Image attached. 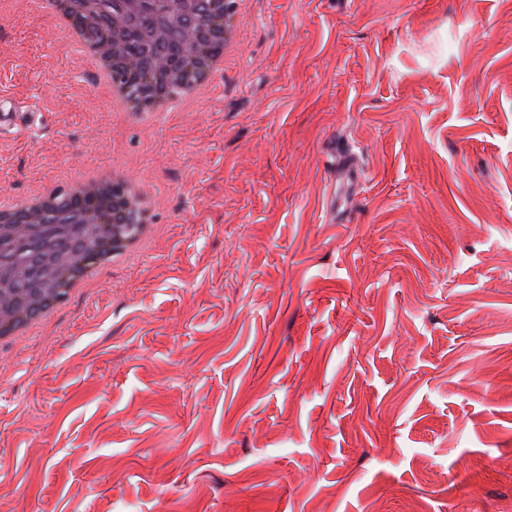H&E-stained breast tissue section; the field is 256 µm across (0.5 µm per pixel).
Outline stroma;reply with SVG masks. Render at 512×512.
Wrapping results in <instances>:
<instances>
[{"instance_id":"stroma-1","label":"stroma","mask_w":512,"mask_h":512,"mask_svg":"<svg viewBox=\"0 0 512 512\" xmlns=\"http://www.w3.org/2000/svg\"><path fill=\"white\" fill-rule=\"evenodd\" d=\"M193 111L0 22V194L122 163L142 255L0 341V512H512V0H243Z\"/></svg>"}]
</instances>
